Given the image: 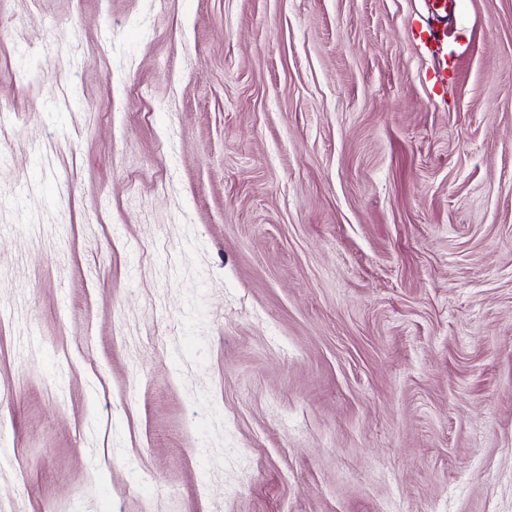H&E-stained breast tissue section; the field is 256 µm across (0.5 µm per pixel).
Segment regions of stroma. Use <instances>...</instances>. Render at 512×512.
Wrapping results in <instances>:
<instances>
[{"label": "stroma", "mask_w": 512, "mask_h": 512, "mask_svg": "<svg viewBox=\"0 0 512 512\" xmlns=\"http://www.w3.org/2000/svg\"><path fill=\"white\" fill-rule=\"evenodd\" d=\"M0 0V512H512V0ZM412 34L417 47L431 52L432 55L441 60L442 68L431 74L430 81L433 82L432 90L437 88L444 96L448 92V36L446 28L428 24L424 30H413ZM444 64L446 66H443Z\"/></svg>", "instance_id": "1"}]
</instances>
